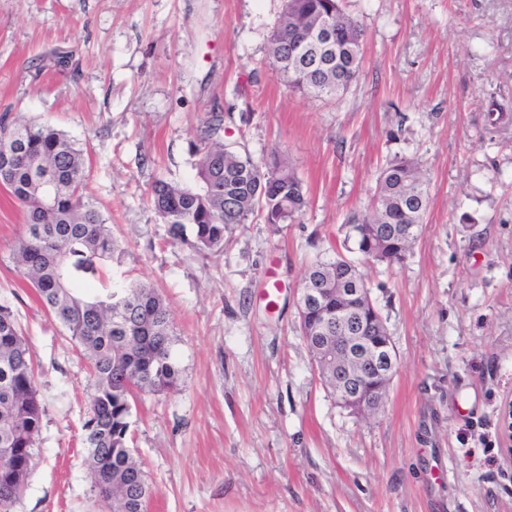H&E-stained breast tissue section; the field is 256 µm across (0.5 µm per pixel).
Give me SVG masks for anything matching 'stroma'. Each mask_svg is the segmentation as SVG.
<instances>
[{
  "label": "stroma",
  "instance_id": "35a3bbf8",
  "mask_svg": "<svg viewBox=\"0 0 512 512\" xmlns=\"http://www.w3.org/2000/svg\"><path fill=\"white\" fill-rule=\"evenodd\" d=\"M344 7L366 30L363 63L326 101L290 91L270 63L282 0H0V114L87 151V193L126 250L113 275L169 306L181 384L132 411L150 512H512V0ZM215 108L225 141L288 162L310 205L278 230L253 215L203 256L170 237L149 192L192 183L196 129ZM397 156L426 169L431 202L401 264L361 266L398 357L367 418L320 383L297 288ZM24 233L0 189V305L44 407L13 512H105L83 444L87 365L10 258Z\"/></svg>",
  "mask_w": 512,
  "mask_h": 512
}]
</instances>
